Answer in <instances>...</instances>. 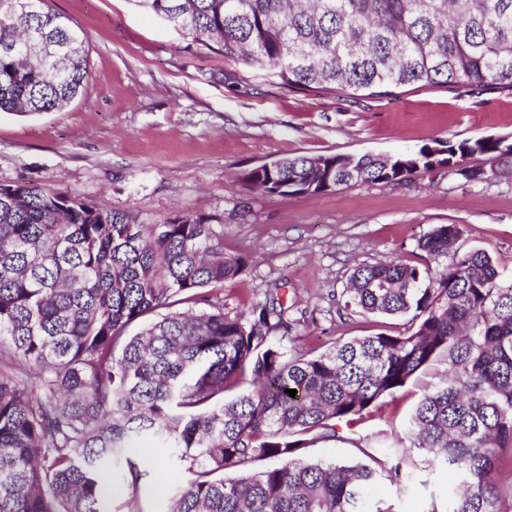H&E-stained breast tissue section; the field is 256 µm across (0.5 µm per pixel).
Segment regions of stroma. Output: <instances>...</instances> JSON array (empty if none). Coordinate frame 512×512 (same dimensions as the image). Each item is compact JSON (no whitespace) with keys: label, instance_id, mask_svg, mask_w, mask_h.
Wrapping results in <instances>:
<instances>
[{"label":"stroma","instance_id":"obj_1","mask_svg":"<svg viewBox=\"0 0 512 512\" xmlns=\"http://www.w3.org/2000/svg\"><path fill=\"white\" fill-rule=\"evenodd\" d=\"M81 29L90 79L67 107L34 116L0 112V184L24 181L72 192L147 224L179 212L211 218L228 255L249 259L218 290L236 314L278 299L303 318L300 349L330 338L400 329L339 309L359 264L412 259L434 225L457 224L460 250L479 248L512 281V173L465 182L439 168L395 185L351 186L328 194H261L235 180L242 170L295 155H401L437 140L512 139V90L414 84L391 96L282 85L169 28L133 0H45ZM445 360L382 398L311 457L362 460L389 449L412 486L380 479L374 495L395 512H444L454 479L413 448L408 429L425 388ZM185 467L157 452L138 493L141 512H166Z\"/></svg>","mask_w":512,"mask_h":512}]
</instances>
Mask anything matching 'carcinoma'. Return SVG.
<instances>
[{"instance_id":"1","label":"carcinoma","mask_w":512,"mask_h":512,"mask_svg":"<svg viewBox=\"0 0 512 512\" xmlns=\"http://www.w3.org/2000/svg\"><path fill=\"white\" fill-rule=\"evenodd\" d=\"M0 0V112L61 109L89 78L86 38L31 0ZM197 45L288 87L392 95L411 84L512 89V0H135ZM53 42L28 55L21 36ZM482 156L488 165L471 160ZM435 166L466 181L512 168V140L369 154L297 155L239 174L280 196L398 184ZM437 224L413 263H362L341 294L402 330L290 348L300 321L274 302L224 313L207 288L238 276L211 219L146 224L72 193L0 185V512H112L118 471L148 474L138 441L188 463L170 512H391L371 498L377 470L314 459L309 436L336 437L440 357L410 421L411 447L451 471L446 512H512V284L482 249L450 247ZM205 304L200 312L175 309ZM295 389L290 397L285 390ZM275 465L260 471L248 466Z\"/></svg>"}]
</instances>
